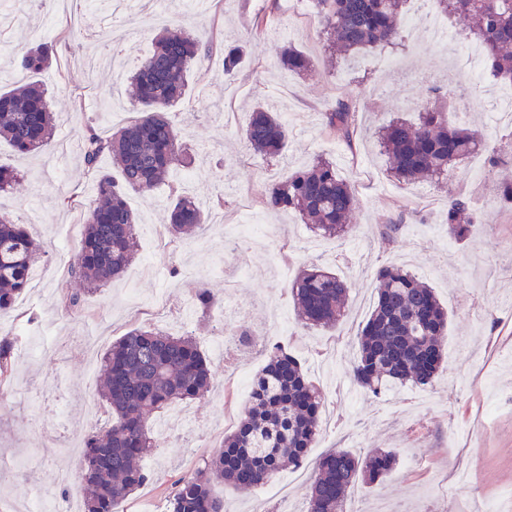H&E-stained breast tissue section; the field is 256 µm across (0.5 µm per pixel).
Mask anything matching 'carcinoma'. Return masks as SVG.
Segmentation results:
<instances>
[{"instance_id": "1", "label": "carcinoma", "mask_w": 512, "mask_h": 512, "mask_svg": "<svg viewBox=\"0 0 512 512\" xmlns=\"http://www.w3.org/2000/svg\"><path fill=\"white\" fill-rule=\"evenodd\" d=\"M407 0H313L327 49L350 55L367 49L395 50L405 46L402 22ZM446 14L464 20L485 47L484 75L512 83V0H432ZM211 45L181 30L166 29L152 40L150 51L130 75L131 106L140 113L133 124L108 137L89 132L82 142L86 173L94 200L83 224L79 253L68 268L80 288L63 295L67 311L82 309L85 296L121 277L134 260L137 216L126 193L145 197L162 184L171 187L170 233L176 238L208 223L200 202L176 187L178 173L189 167L192 154L180 142L168 109L186 95L187 74ZM55 46L42 42L21 49L16 66L32 75L47 70ZM242 46L224 49V75L245 62ZM284 68L308 72L312 60L286 46L280 53ZM323 125L353 144L358 128V101L341 100L323 113ZM55 118L44 85L30 81L0 94V141L28 154L54 148ZM388 171L398 182L414 184L439 178L452 166H462L483 150L494 159L512 150V141L488 144L479 133L448 120L447 106L426 105L415 120L393 118L376 131ZM288 126L280 117L256 108L242 133L256 154L279 155L288 142ZM112 159L119 178L100 167ZM265 206L299 216L314 231L342 239L355 207L352 184L336 166L318 158L312 165L270 185ZM449 237L461 241L476 223L463 196L448 200L442 215ZM38 245L0 206V315L9 314L29 283ZM376 302L357 334L358 354L348 374L365 393L382 392L407 383L432 384L443 362L448 310L434 288L402 266L379 268ZM346 282L317 263L305 266L291 287L300 321L307 327L333 328L347 299ZM195 307L206 317L217 305L203 282L194 288ZM13 340L0 338V383L15 368ZM101 396L112 412L110 428L84 441L81 477L82 512H116V507L150 482L141 460L157 438L148 420L173 403L200 400L213 383V372L192 336H173L158 328L134 325L101 359ZM324 401L306 377L301 362L275 344L268 361L253 379L250 404L235 429L224 435L222 450L200 469L186 473L166 499V512H224V501L211 492L216 480L250 490L278 473L304 463L317 442ZM396 464L390 450L359 456L346 449L331 450L316 462L306 512H346L347 490L364 480L377 483Z\"/></svg>"}]
</instances>
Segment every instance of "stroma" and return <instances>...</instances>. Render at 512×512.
Listing matches in <instances>:
<instances>
[{
    "mask_svg": "<svg viewBox=\"0 0 512 512\" xmlns=\"http://www.w3.org/2000/svg\"><path fill=\"white\" fill-rule=\"evenodd\" d=\"M285 8V0H210L200 11H134L117 28L108 22L107 0H22L0 34V87L6 89L30 79L14 65L22 47L54 43L56 58L40 80L58 115L52 153L21 157L0 144V164L23 175L20 188L0 201L45 253L37 281L0 318V326H20L25 341L33 344L47 331L54 344L48 354L17 360L10 384L0 385V512H29L36 490L54 512L80 504L83 442L111 420L97 392L100 359L134 323L192 333L207 356L208 341L217 331L229 334L244 326L258 333L283 315L300 332L290 350L325 399L333 400L338 390L348 395L347 419L321 430L308 463L334 448L360 455L389 448L398 457L382 484L361 482L349 491L347 512H375L381 498L389 512H426L430 473L444 477L457 470L468 472L480 501L496 512H512V342L494 353L486 347L489 337L512 331V311L500 306L502 299H512V209L501 206L496 191L498 181L512 179V167L490 166L481 152L466 166L449 169L439 185H406L387 176L372 136L383 122L413 115L433 100L423 80L430 74L467 86L466 94L450 93L452 112L485 139L497 140L508 129L491 121L495 85L471 78L457 19L447 21L455 39L448 47L430 41L422 29L396 55L370 50L335 65L326 58L312 6L291 17ZM257 16L264 20V31L253 36L248 25ZM166 26L247 51L244 66L232 77L224 74L223 54L194 64L185 97L170 110L181 141L195 158L193 178L182 188L212 212H223L224 226L206 225L188 239L167 235L153 240V229L167 225L166 189L149 199L129 194L141 219L135 261L120 279L89 295L82 310L65 311L60 297L70 286L67 269L80 248L85 207L93 198L83 158L69 153L68 146L81 142L87 129L110 131L137 117L127 100V84L116 81L111 65L101 63L90 72L85 63L98 44L106 43L125 55V69L133 71ZM287 42L314 62L307 75L282 67L280 49ZM350 98L358 100L362 115L349 145L325 129L323 114ZM256 106L288 123V144L270 160L255 155L241 137ZM319 156L354 182L357 196L351 234L341 243L329 240L319 257L348 286V308L330 330L301 326L290 294L308 261L304 242L312 236L309 226L263 204L269 185ZM474 183L481 186L478 210L487 221L473 225L467 239L450 240L440 206ZM64 194L77 195L78 205L63 206ZM398 217L404 224L397 237H383L388 219ZM385 263L406 266L434 288L448 310L437 380L428 388L403 387L408 401L395 408L387 398L366 397L353 386L347 360L312 359L314 352L356 335L372 310L375 274ZM190 269L219 298L226 281L235 280L236 293L247 306L245 317L223 320L214 312L203 319L195 313L181 321L178 309L193 295L194 284L184 276ZM265 363V355L240 351L233 362L212 361V393L190 403L200 431L186 433L185 445L163 446L147 456L143 464L151 482L122 502L118 512H161L175 481L218 452L247 404L229 394L225 374L240 370L252 375ZM282 476L291 483L284 502L267 485L241 491L217 483L213 489L228 512L265 507L274 512L282 504L288 512H303L307 479L292 470Z\"/></svg>",
    "mask_w": 512,
    "mask_h": 512,
    "instance_id": "stroma-1",
    "label": "stroma"
}]
</instances>
